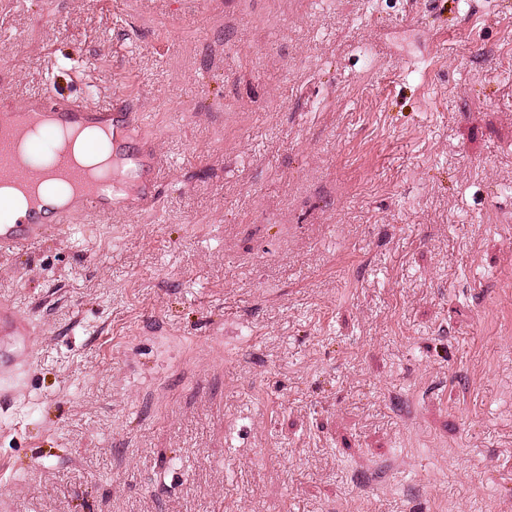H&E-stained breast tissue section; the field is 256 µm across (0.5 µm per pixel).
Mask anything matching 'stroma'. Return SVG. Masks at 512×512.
Returning a JSON list of instances; mask_svg holds the SVG:
<instances>
[{
  "label": "stroma",
  "mask_w": 512,
  "mask_h": 512,
  "mask_svg": "<svg viewBox=\"0 0 512 512\" xmlns=\"http://www.w3.org/2000/svg\"><path fill=\"white\" fill-rule=\"evenodd\" d=\"M53 89L161 198L0 257V512H512V0H0ZM34 334L31 322L10 302L0 300V401L11 397L17 375L29 365V343Z\"/></svg>",
  "instance_id": "35a3bbf8"
}]
</instances>
